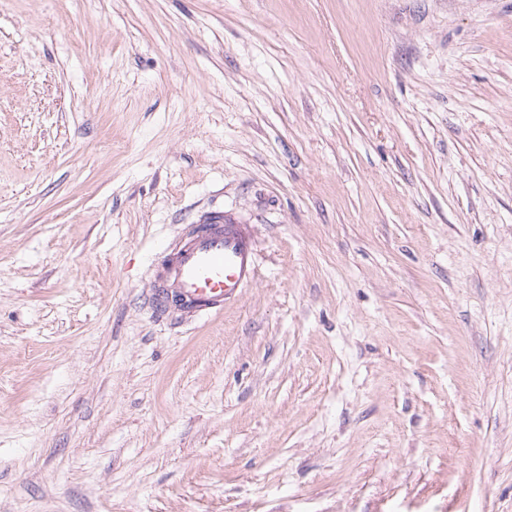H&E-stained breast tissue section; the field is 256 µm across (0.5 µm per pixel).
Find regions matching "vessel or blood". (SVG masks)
<instances>
[{"mask_svg":"<svg viewBox=\"0 0 512 512\" xmlns=\"http://www.w3.org/2000/svg\"><path fill=\"white\" fill-rule=\"evenodd\" d=\"M256 275V253L240 225L215 215L164 263L155 295L162 301L209 316L236 298Z\"/></svg>","mask_w":512,"mask_h":512,"instance_id":"1","label":"vessel or blood"}]
</instances>
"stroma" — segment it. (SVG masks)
Segmentation results:
<instances>
[{
    "label": "stroma",
    "instance_id": "stroma-1",
    "mask_svg": "<svg viewBox=\"0 0 512 512\" xmlns=\"http://www.w3.org/2000/svg\"><path fill=\"white\" fill-rule=\"evenodd\" d=\"M0 512H512V0H0ZM164 262L155 296L196 316H211L236 298L256 275V253L239 224L217 213Z\"/></svg>",
    "mask_w": 512,
    "mask_h": 512
}]
</instances>
